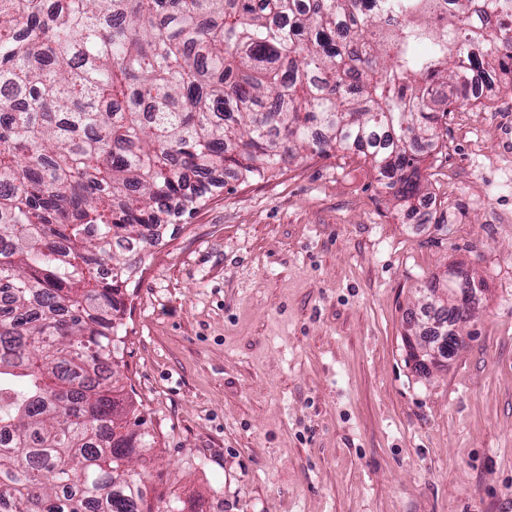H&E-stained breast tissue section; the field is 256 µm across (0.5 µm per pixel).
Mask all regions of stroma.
Instances as JSON below:
<instances>
[{"label":"stroma","instance_id":"1","mask_svg":"<svg viewBox=\"0 0 512 512\" xmlns=\"http://www.w3.org/2000/svg\"><path fill=\"white\" fill-rule=\"evenodd\" d=\"M432 222L360 157L228 180L122 293L150 498L200 512H512V92L447 119ZM487 291L429 375L404 331L450 267Z\"/></svg>","mask_w":512,"mask_h":512}]
</instances>
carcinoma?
I'll return each instance as SVG.
<instances>
[{"mask_svg": "<svg viewBox=\"0 0 512 512\" xmlns=\"http://www.w3.org/2000/svg\"><path fill=\"white\" fill-rule=\"evenodd\" d=\"M474 73L512 91V0H0V512H182L140 491L118 252L304 152L416 215Z\"/></svg>", "mask_w": 512, "mask_h": 512, "instance_id": "carcinoma-1", "label": "carcinoma"}]
</instances>
